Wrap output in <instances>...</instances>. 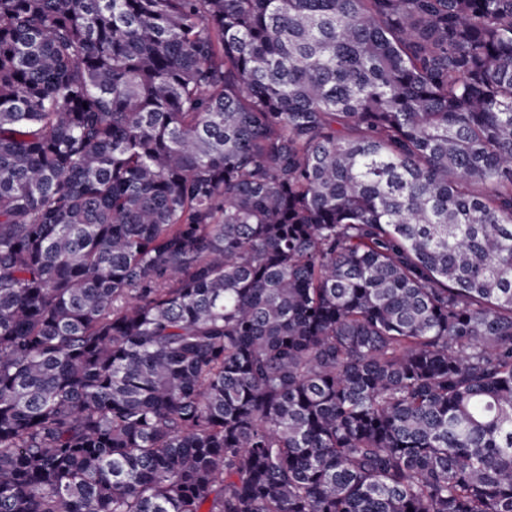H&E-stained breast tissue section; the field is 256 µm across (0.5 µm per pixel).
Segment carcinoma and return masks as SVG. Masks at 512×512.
Listing matches in <instances>:
<instances>
[{
  "instance_id": "obj_1",
  "label": "carcinoma",
  "mask_w": 512,
  "mask_h": 512,
  "mask_svg": "<svg viewBox=\"0 0 512 512\" xmlns=\"http://www.w3.org/2000/svg\"><path fill=\"white\" fill-rule=\"evenodd\" d=\"M0 512H512V0H0Z\"/></svg>"
}]
</instances>
